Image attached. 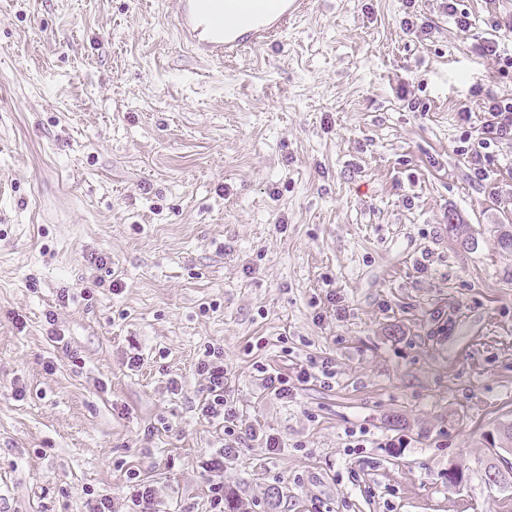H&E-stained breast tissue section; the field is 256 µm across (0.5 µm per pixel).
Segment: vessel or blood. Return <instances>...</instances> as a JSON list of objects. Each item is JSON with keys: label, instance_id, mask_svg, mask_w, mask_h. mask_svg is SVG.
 <instances>
[{"label": "vessel or blood", "instance_id": "b4317fda", "mask_svg": "<svg viewBox=\"0 0 512 512\" xmlns=\"http://www.w3.org/2000/svg\"><path fill=\"white\" fill-rule=\"evenodd\" d=\"M307 0H176L174 28L196 57L216 63L271 43Z\"/></svg>", "mask_w": 512, "mask_h": 512}]
</instances>
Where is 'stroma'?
<instances>
[{
	"label": "stroma",
	"mask_w": 512,
	"mask_h": 512,
	"mask_svg": "<svg viewBox=\"0 0 512 512\" xmlns=\"http://www.w3.org/2000/svg\"><path fill=\"white\" fill-rule=\"evenodd\" d=\"M460 4L464 32L441 0H310L216 66L175 0H0V512H126L135 476L157 512H209L210 344L281 443L225 459L241 512H512L485 476L512 422V141L482 181L460 153L482 93L512 98L475 49L512 0ZM326 357L333 387L263 385ZM260 373H263V384L270 393H273L279 399H290L296 394V384H290V378L280 372H269L267 368L262 367Z\"/></svg>",
	"instance_id": "stroma-1"
}]
</instances>
